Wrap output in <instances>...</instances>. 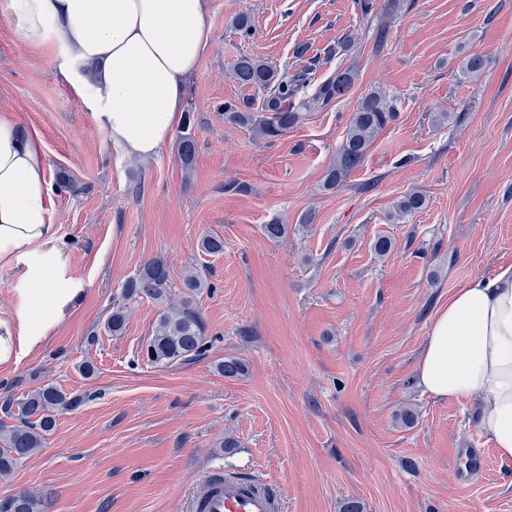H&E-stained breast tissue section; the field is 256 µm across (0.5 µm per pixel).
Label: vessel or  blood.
Instances as JSON below:
<instances>
[{"label": "vessel or blood", "instance_id": "b4317fda", "mask_svg": "<svg viewBox=\"0 0 512 512\" xmlns=\"http://www.w3.org/2000/svg\"><path fill=\"white\" fill-rule=\"evenodd\" d=\"M488 468L483 448H460L455 452V472L460 483H468ZM279 501L268 486L257 480L214 474L200 487L194 512H277Z\"/></svg>", "mask_w": 512, "mask_h": 512}]
</instances>
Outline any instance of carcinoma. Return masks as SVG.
<instances>
[{
  "label": "carcinoma",
  "mask_w": 512,
  "mask_h": 512,
  "mask_svg": "<svg viewBox=\"0 0 512 512\" xmlns=\"http://www.w3.org/2000/svg\"><path fill=\"white\" fill-rule=\"evenodd\" d=\"M487 56L471 53L459 62V70L467 76H477L488 66ZM234 79L243 87L262 94L260 110L254 109L255 98L247 97L224 103V121L255 130L264 138L279 137L293 127L300 118L299 110L315 111L329 106L346 96L353 88L356 73L350 68H338L310 95L303 94L310 83L309 69L293 74L280 72L268 63L243 56L233 64ZM398 117L396 104L380 89H372L359 101L347 125L341 148L326 174V185L334 187L352 170L361 166L377 134ZM196 140L191 116L185 121L177 138V153L182 164L192 165ZM426 196L409 191L398 199L388 215L390 221H401L424 209ZM182 287L199 292L209 283L199 273L190 270L184 276ZM169 272L166 261L154 257L145 262L139 273L124 286V296L131 300L149 298L160 305L170 299ZM126 315L115 308L105 328L114 336L123 333ZM205 327L199 312L189 303L179 310H163L153 323L147 338L145 354L154 365L168 366L202 355L206 350ZM83 393L72 394L48 383L30 391L19 401L6 399L0 412L16 420L0 423V477L11 475L17 462L38 453L48 435L56 426V413L73 411L85 402ZM44 498L27 491L0 500V512H46Z\"/></svg>",
  "instance_id": "cac0c4a2"
}]
</instances>
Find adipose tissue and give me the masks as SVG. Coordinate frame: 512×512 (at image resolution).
I'll return each instance as SVG.
<instances>
[{"label": "adipose tissue", "instance_id": "adipose-tissue-1", "mask_svg": "<svg viewBox=\"0 0 512 512\" xmlns=\"http://www.w3.org/2000/svg\"><path fill=\"white\" fill-rule=\"evenodd\" d=\"M31 47L54 45L66 79L108 141L127 155L156 154L182 118L186 78L211 46L206 0H0ZM52 199L41 139L0 113V259L30 258L32 285L19 334H0V365L39 343L75 292L53 262ZM432 396L478 400V425L512 463V266L465 281L435 314L419 364Z\"/></svg>", "mask_w": 512, "mask_h": 512}]
</instances>
